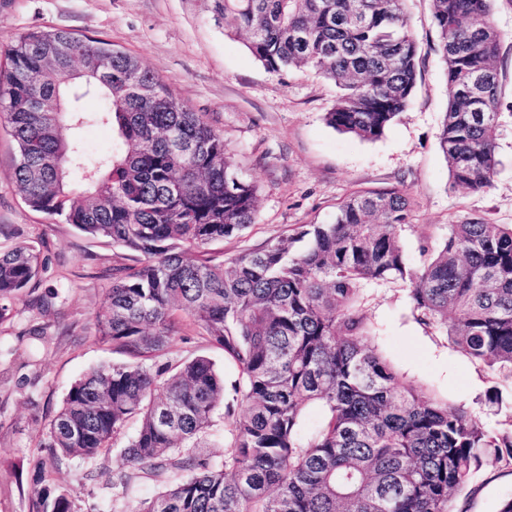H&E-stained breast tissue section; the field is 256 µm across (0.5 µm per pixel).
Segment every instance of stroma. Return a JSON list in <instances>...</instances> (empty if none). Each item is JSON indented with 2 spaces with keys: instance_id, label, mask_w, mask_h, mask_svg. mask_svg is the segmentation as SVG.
Returning <instances> with one entry per match:
<instances>
[{
  "instance_id": "stroma-1",
  "label": "stroma",
  "mask_w": 512,
  "mask_h": 512,
  "mask_svg": "<svg viewBox=\"0 0 512 512\" xmlns=\"http://www.w3.org/2000/svg\"><path fill=\"white\" fill-rule=\"evenodd\" d=\"M405 11L421 53L410 106L374 141L341 133L324 115L340 95L311 68L268 72L243 38L224 32L216 0H0V40L29 31L65 30L105 40L135 56L192 111L223 132L245 176L258 187L256 220L241 235L215 243L233 256L330 223L353 194L396 189L410 199L403 245L410 267L422 262V242L440 244L449 225L468 218L512 224V0H494L499 51L500 164L483 193L452 187L438 134L448 106L445 65L429 0H407ZM15 146L0 127V250L18 243L40 252L36 282L0 322V512H29L30 475L48 451L49 424L71 386L103 363L124 362L96 333L113 268L128 251L92 238L57 218L31 210L18 192ZM374 344L405 380L431 386L485 426L502 420L485 396L498 387L512 404V384L496 382L444 331L419 325L401 282L368 292ZM119 447L95 462L62 460L53 481L74 490L81 512H112V469ZM512 497V469L486 460L455 494V512H499Z\"/></svg>"
}]
</instances>
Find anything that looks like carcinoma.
Returning a JSON list of instances; mask_svg holds the SVG:
<instances>
[{
  "mask_svg": "<svg viewBox=\"0 0 512 512\" xmlns=\"http://www.w3.org/2000/svg\"><path fill=\"white\" fill-rule=\"evenodd\" d=\"M430 2L449 89L439 146L451 184L485 192L501 119L492 0ZM404 3L219 0L224 31L268 71L310 66L332 80L342 93L326 123L364 140L383 135L417 84ZM50 49L96 56L100 77L86 90L105 98L104 111L61 108L72 83ZM0 57V120L25 202L137 255L113 269L95 316L100 339L135 361L76 381L45 443L54 463L92 462L134 429L112 470L113 512H454L451 493L486 456L512 467V413L491 430L404 380L368 342L365 288L407 283L417 323L445 328L471 361L512 382V224H450L413 269L401 238L409 199L366 192L328 224L220 259L210 246L255 222L258 191L220 131L101 39L30 31L1 40ZM95 119L121 147L88 166L75 131ZM40 270L30 245L0 251V321ZM185 322L236 366L232 395L209 358L170 356ZM312 408L322 419L309 428ZM218 438L220 460L208 451ZM144 480L163 489L129 499ZM31 481V512H79L47 463Z\"/></svg>",
  "mask_w": 512,
  "mask_h": 512,
  "instance_id": "1",
  "label": "carcinoma"
}]
</instances>
